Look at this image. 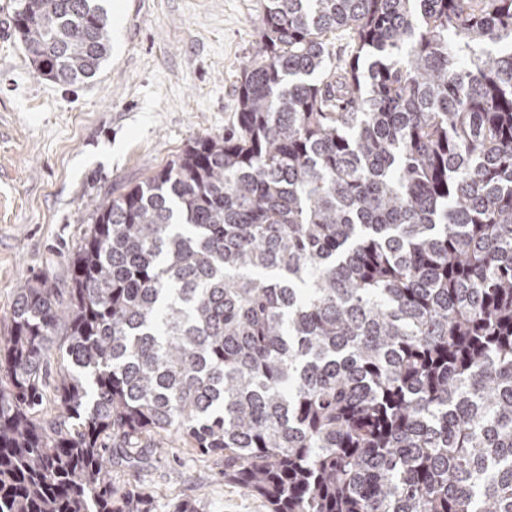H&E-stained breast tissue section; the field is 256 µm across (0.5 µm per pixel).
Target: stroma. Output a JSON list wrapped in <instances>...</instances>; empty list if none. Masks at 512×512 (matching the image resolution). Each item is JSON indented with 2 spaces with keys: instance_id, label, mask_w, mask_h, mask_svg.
I'll use <instances>...</instances> for the list:
<instances>
[{
  "instance_id": "35a3bbf8",
  "label": "stroma",
  "mask_w": 512,
  "mask_h": 512,
  "mask_svg": "<svg viewBox=\"0 0 512 512\" xmlns=\"http://www.w3.org/2000/svg\"><path fill=\"white\" fill-rule=\"evenodd\" d=\"M18 3L0 0V337L20 283L66 282L94 200L233 124L262 10V0H106L111 56L67 87L36 74L13 26ZM111 476L150 494L154 512L182 499L200 512H269L225 480L223 460L180 448Z\"/></svg>"
}]
</instances>
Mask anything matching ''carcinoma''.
Listing matches in <instances>:
<instances>
[{
  "label": "carcinoma",
  "instance_id": "cac0c4a2",
  "mask_svg": "<svg viewBox=\"0 0 512 512\" xmlns=\"http://www.w3.org/2000/svg\"><path fill=\"white\" fill-rule=\"evenodd\" d=\"M13 23L111 52L100 0ZM238 100L15 289L0 512H153L109 472L164 433L270 512H512V0H263Z\"/></svg>",
  "mask_w": 512,
  "mask_h": 512
}]
</instances>
